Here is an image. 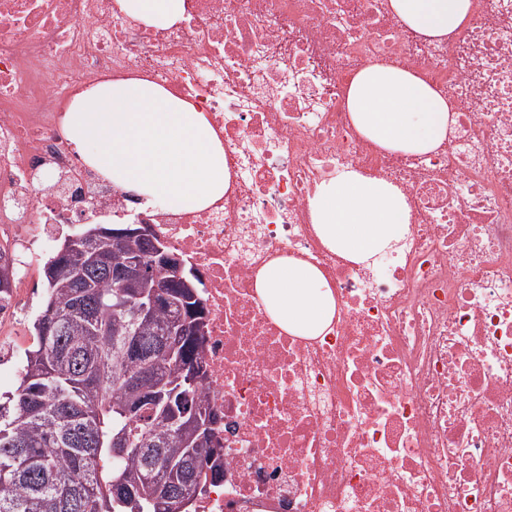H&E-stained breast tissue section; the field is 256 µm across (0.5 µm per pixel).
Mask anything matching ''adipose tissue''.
I'll return each instance as SVG.
<instances>
[{
  "label": "adipose tissue",
  "mask_w": 512,
  "mask_h": 512,
  "mask_svg": "<svg viewBox=\"0 0 512 512\" xmlns=\"http://www.w3.org/2000/svg\"><path fill=\"white\" fill-rule=\"evenodd\" d=\"M149 26L180 21L186 0H116ZM404 34L447 36L466 21L471 0H391ZM356 130L378 148L405 155L431 152L448 138L450 106L419 75L374 64L359 70L347 96ZM78 158L102 178L135 191L144 205L200 211L224 197L230 165L207 115L165 87L127 77L77 92L62 118ZM308 206L316 231L339 257L364 262L397 240L410 221L406 195L354 170L322 184ZM257 292L285 331L311 336L336 311L323 274L283 258L264 267Z\"/></svg>",
  "instance_id": "adipose-tissue-1"
}]
</instances>
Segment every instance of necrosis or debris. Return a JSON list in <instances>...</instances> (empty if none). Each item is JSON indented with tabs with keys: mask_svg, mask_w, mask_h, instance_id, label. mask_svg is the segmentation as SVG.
I'll return each instance as SVG.
<instances>
[{
	"mask_svg": "<svg viewBox=\"0 0 512 512\" xmlns=\"http://www.w3.org/2000/svg\"><path fill=\"white\" fill-rule=\"evenodd\" d=\"M378 62L447 98V142L396 155L359 134L347 91ZM130 74L206 113L230 195L143 212L78 163L63 103ZM346 169L412 208L361 264L307 206ZM74 214L152 225L201 281L224 478L200 512H512V0H473L462 29L412 43L390 0H187L166 28L115 0H0V238L23 248ZM284 256L331 288L320 335L284 331L257 294Z\"/></svg>",
	"mask_w": 512,
	"mask_h": 512,
	"instance_id": "1",
	"label": "necrosis or debris"
}]
</instances>
